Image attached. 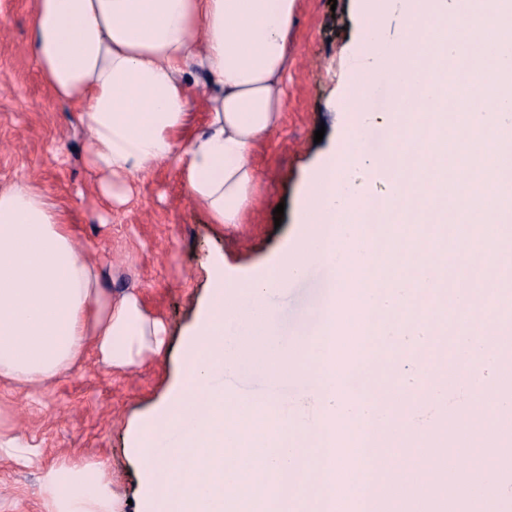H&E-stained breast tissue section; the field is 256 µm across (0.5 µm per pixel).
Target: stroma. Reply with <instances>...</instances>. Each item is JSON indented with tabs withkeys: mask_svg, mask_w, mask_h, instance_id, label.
I'll return each mask as SVG.
<instances>
[{
	"mask_svg": "<svg viewBox=\"0 0 512 512\" xmlns=\"http://www.w3.org/2000/svg\"><path fill=\"white\" fill-rule=\"evenodd\" d=\"M32 10V0H0V189L28 183L42 191L112 290L137 291L164 322L167 351L127 372L105 369L88 351L41 387L0 386V438L32 453L20 466L0 452V512H46L42 474L65 459L95 464L125 499V512H134L140 466L128 437L179 377L185 335L209 298L212 260L243 279L281 257L310 170L341 145L350 118L344 89L359 40L356 4L299 0L283 121L255 157L261 191L248 222L237 225L212 223L187 197L175 155L135 178L126 203L103 198L78 114L45 85L29 49ZM330 281V270L317 264L272 293L283 341L314 321Z\"/></svg>",
	"mask_w": 512,
	"mask_h": 512,
	"instance_id": "1",
	"label": "stroma"
}]
</instances>
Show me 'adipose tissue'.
<instances>
[{
	"mask_svg": "<svg viewBox=\"0 0 512 512\" xmlns=\"http://www.w3.org/2000/svg\"><path fill=\"white\" fill-rule=\"evenodd\" d=\"M298 0H34L30 44L45 84L81 112L87 162L107 199L167 159L215 224H241L258 187L256 150L283 120ZM207 86L191 129L188 75ZM163 325L133 290L113 296L70 224L29 184L0 191V384L37 387L92 350L108 370L159 355ZM47 512H123L94 464L49 469Z\"/></svg>",
	"mask_w": 512,
	"mask_h": 512,
	"instance_id": "adipose-tissue-1",
	"label": "adipose tissue"
}]
</instances>
